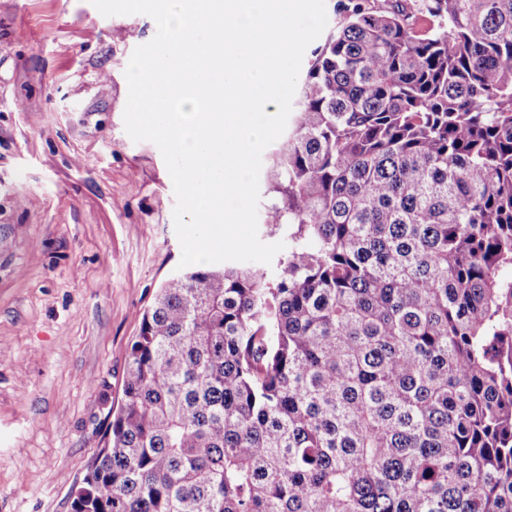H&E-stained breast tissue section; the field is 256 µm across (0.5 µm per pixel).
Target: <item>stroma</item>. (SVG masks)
Segmentation results:
<instances>
[{"instance_id":"obj_1","label":"stroma","mask_w":512,"mask_h":512,"mask_svg":"<svg viewBox=\"0 0 512 512\" xmlns=\"http://www.w3.org/2000/svg\"><path fill=\"white\" fill-rule=\"evenodd\" d=\"M156 31L90 0H0V512H70L178 273L171 177L123 121Z\"/></svg>"}]
</instances>
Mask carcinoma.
<instances>
[{
  "instance_id": "carcinoma-1",
  "label": "carcinoma",
  "mask_w": 512,
  "mask_h": 512,
  "mask_svg": "<svg viewBox=\"0 0 512 512\" xmlns=\"http://www.w3.org/2000/svg\"><path fill=\"white\" fill-rule=\"evenodd\" d=\"M277 274L169 279L71 512H512V0H338Z\"/></svg>"
}]
</instances>
